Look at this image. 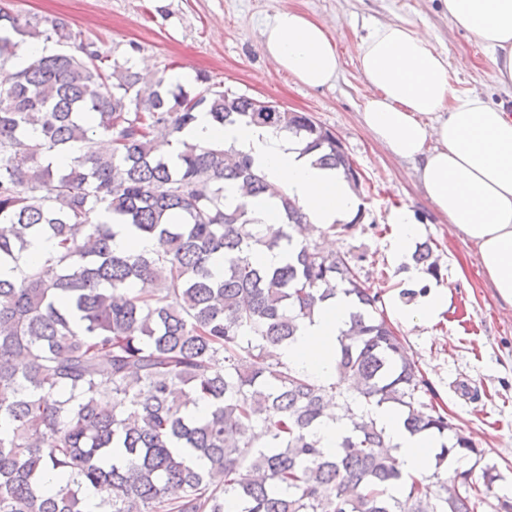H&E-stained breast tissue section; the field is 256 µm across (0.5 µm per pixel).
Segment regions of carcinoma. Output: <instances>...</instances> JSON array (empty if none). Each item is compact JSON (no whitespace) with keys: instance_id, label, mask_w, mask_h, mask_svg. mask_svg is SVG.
Listing matches in <instances>:
<instances>
[{"instance_id":"1","label":"carcinoma","mask_w":512,"mask_h":512,"mask_svg":"<svg viewBox=\"0 0 512 512\" xmlns=\"http://www.w3.org/2000/svg\"><path fill=\"white\" fill-rule=\"evenodd\" d=\"M30 39L58 49L9 66ZM195 82L203 89L153 81L64 19L0 7V264L39 237L57 246L0 278V512H83L89 489L101 512H225L229 501L238 512H475L491 497L493 512H512V498L494 490V466L480 485L456 470L435 495L404 479L374 418L384 405L413 434L451 435L434 479L485 450L448 413L425 411L418 397L433 389L353 257L294 242L306 216L234 148L164 153L205 110L221 127L288 132L356 191L360 176L336 135L304 112L273 103L259 112L257 99L217 90L205 74ZM56 157L67 163L53 166ZM261 196L283 224L251 222L248 200ZM103 211L161 249L114 251ZM274 250L287 253L282 265L258 260ZM414 258L442 279L431 243ZM339 294L355 311L336 379L318 382L279 350ZM200 401L209 412L194 416ZM330 403L347 427L325 454L316 428Z\"/></svg>"}]
</instances>
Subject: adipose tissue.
Here are the masks:
<instances>
[{
  "label": "adipose tissue",
  "instance_id": "1",
  "mask_svg": "<svg viewBox=\"0 0 512 512\" xmlns=\"http://www.w3.org/2000/svg\"><path fill=\"white\" fill-rule=\"evenodd\" d=\"M451 22L470 33L493 63V79L512 91V0H443ZM263 51L278 69L318 89L332 84L341 57L336 40L321 22L291 9L269 17L262 30ZM357 61L370 88L361 109L374 139L398 159L413 162L418 181L435 210L473 243L485 276L497 295L512 305V114L474 92H456L448 57L429 30L409 21L374 26L357 43ZM179 137L249 154L265 179L287 190L306 215L313 234L351 221L361 200L340 171L316 164L313 155L288 134L269 126L238 123L224 128L206 112ZM393 258L409 263L420 226L413 211L391 210ZM410 303H393L404 326L430 324L448 307L449 291L430 276ZM344 296L322 304L284 360L315 379L335 375L338 336L350 321ZM404 477H421L435 465L440 442L410 434L401 414L377 410Z\"/></svg>",
  "mask_w": 512,
  "mask_h": 512
}]
</instances>
